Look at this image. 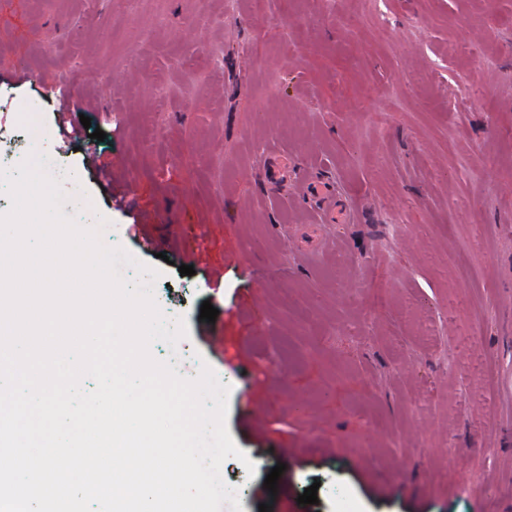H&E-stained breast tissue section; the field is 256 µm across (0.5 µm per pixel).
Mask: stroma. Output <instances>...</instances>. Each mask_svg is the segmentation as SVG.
<instances>
[{
	"instance_id": "35a3bbf8",
	"label": "stroma",
	"mask_w": 512,
	"mask_h": 512,
	"mask_svg": "<svg viewBox=\"0 0 512 512\" xmlns=\"http://www.w3.org/2000/svg\"><path fill=\"white\" fill-rule=\"evenodd\" d=\"M17 60L0 170L53 155L64 213L159 270L243 512H512V0H0ZM61 84L104 141L27 140Z\"/></svg>"
}]
</instances>
